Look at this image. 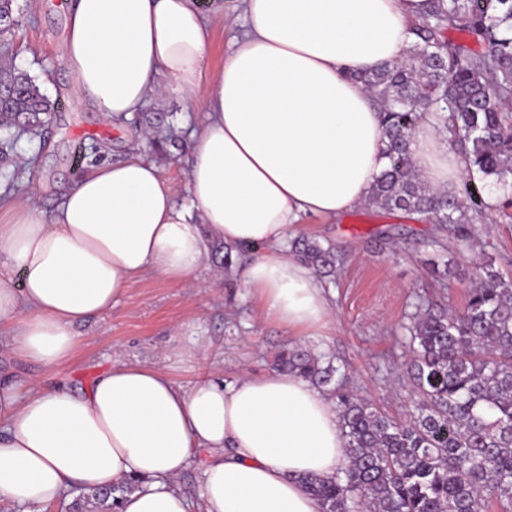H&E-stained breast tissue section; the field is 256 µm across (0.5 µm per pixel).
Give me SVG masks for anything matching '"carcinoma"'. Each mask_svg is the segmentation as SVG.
<instances>
[{"label":"carcinoma","instance_id":"carcinoma-1","mask_svg":"<svg viewBox=\"0 0 512 512\" xmlns=\"http://www.w3.org/2000/svg\"><path fill=\"white\" fill-rule=\"evenodd\" d=\"M405 61L352 78L383 113L388 168L368 204L424 216L430 247L448 254L432 264L436 281L470 279L460 313L419 301L402 325L410 358L408 418L395 419L357 397L326 353L281 351L278 372L294 373L336 402L346 438L345 464L333 480L304 478L322 512H512V278L492 260L465 272L453 248L477 242V224L512 206V0H430L411 23ZM457 31L462 40L448 33ZM54 103L24 71L0 70V126L44 125ZM429 118L468 161L460 190L437 193L414 173L410 135ZM321 278L336 280L334 245L288 241ZM136 486L99 492L107 512Z\"/></svg>","mask_w":512,"mask_h":512}]
</instances>
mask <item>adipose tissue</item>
I'll return each instance as SVG.
<instances>
[{"instance_id":"obj_1","label":"adipose tissue","mask_w":512,"mask_h":512,"mask_svg":"<svg viewBox=\"0 0 512 512\" xmlns=\"http://www.w3.org/2000/svg\"><path fill=\"white\" fill-rule=\"evenodd\" d=\"M233 47L208 62L213 20L197 0H70L60 51L79 99L128 118L167 96L203 99L187 158L186 201L156 163L103 162L53 210L5 201L0 224V340L52 369L78 325L153 271L182 281L205 236L250 244L238 278L269 316L301 334L333 323L313 270L285 249L302 216L365 204L387 165L374 95L351 80L402 62L429 0H240ZM415 173L458 188L465 157L433 124L410 139ZM346 440L335 402L291 373L218 374L190 386L155 365L120 364L83 393L0 380V502L42 506L73 486L138 480L118 512H321L303 477L332 478ZM199 463L197 501L179 478Z\"/></svg>"}]
</instances>
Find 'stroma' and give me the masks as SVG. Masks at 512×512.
<instances>
[{
    "mask_svg": "<svg viewBox=\"0 0 512 512\" xmlns=\"http://www.w3.org/2000/svg\"><path fill=\"white\" fill-rule=\"evenodd\" d=\"M199 2L219 20L209 62L222 65L234 34L235 0ZM17 5L19 25L4 36L8 47L0 50V70L29 73L55 110L32 139L0 128V143H13L7 165L12 178L0 179V192L33 193L50 209L91 166L137 154L155 162L176 197L185 198L186 155L202 102L172 96L149 102L124 121L76 105L75 80L60 54L68 0H18ZM299 231L344 253L335 281L324 284L334 324L321 335L300 337L267 317L236 271L222 269L220 255L210 248L192 284L152 271L140 275L112 311L79 326L80 345L56 371L15 357L1 345L0 373L22 381L62 380L81 393L111 366L160 364L174 382L187 386L206 372L228 380L270 374L275 355L301 343L317 353H335L346 365L351 389L392 417L405 418L410 384L409 347L399 333L403 316L420 295L434 307L462 311L468 282L444 287L432 279L430 264L438 254L427 241L434 227L410 212L365 205L335 221L303 217ZM488 241L495 245V269L512 272V229L503 222L480 225L477 245L455 253L460 267L482 261Z\"/></svg>",
    "mask_w": 512,
    "mask_h": 512,
    "instance_id": "obj_1",
    "label": "stroma"
}]
</instances>
